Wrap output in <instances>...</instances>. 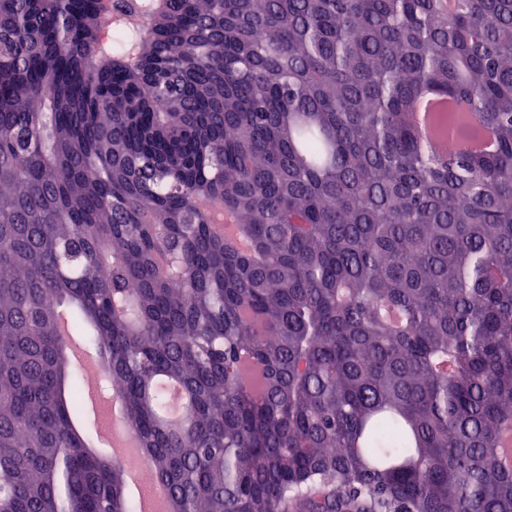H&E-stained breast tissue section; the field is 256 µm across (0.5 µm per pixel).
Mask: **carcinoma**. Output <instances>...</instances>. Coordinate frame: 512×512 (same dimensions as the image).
<instances>
[{
  "mask_svg": "<svg viewBox=\"0 0 512 512\" xmlns=\"http://www.w3.org/2000/svg\"><path fill=\"white\" fill-rule=\"evenodd\" d=\"M104 2L0 0V512H139L65 308L168 512H512V0ZM442 106L436 99L424 97L413 105V116L415 124L424 131L433 127L438 112L442 111Z\"/></svg>",
  "mask_w": 512,
  "mask_h": 512,
  "instance_id": "obj_1",
  "label": "carcinoma"
}]
</instances>
